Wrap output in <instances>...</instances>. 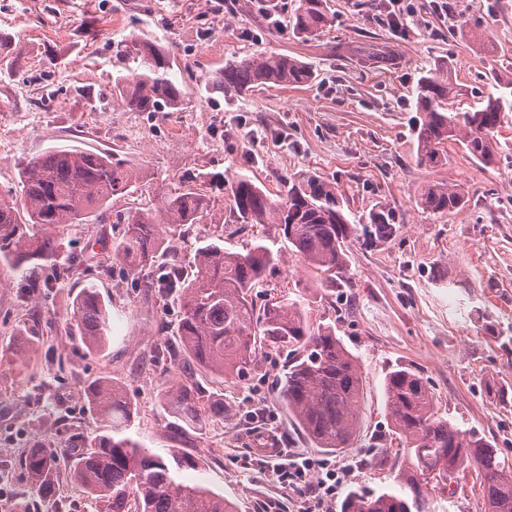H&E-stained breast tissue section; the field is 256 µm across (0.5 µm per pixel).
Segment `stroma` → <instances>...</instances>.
<instances>
[{
  "instance_id": "35a3bbf8",
  "label": "stroma",
  "mask_w": 512,
  "mask_h": 512,
  "mask_svg": "<svg viewBox=\"0 0 512 512\" xmlns=\"http://www.w3.org/2000/svg\"><path fill=\"white\" fill-rule=\"evenodd\" d=\"M410 0L400 28L386 25L393 0H330L336 20L311 40L292 35L296 0H0V190L16 187L25 158L61 146L110 152L135 169L138 192L113 198L102 224H77L62 236L61 259L78 263L66 278L40 271L46 288L30 296L20 275L0 274V512H13L27 485L17 462L29 433L64 443L92 438L100 423L84 388L102 376L122 385L133 403L129 434L164 455L179 449L195 461L182 478L233 502L235 512H304V489L280 483L256 452L255 434L269 431L279 448L310 458L319 470L342 468L347 490L391 485L382 449L399 445L386 416L385 374L406 366L430 385L437 411L493 442L512 461V126H503L495 164L473 162L457 144L436 169L417 160L413 126L419 78L451 65L477 107L494 92L492 73L512 75V0ZM488 29L485 47L466 27ZM169 50L184 87L178 112H130L113 97L115 49L129 36ZM378 45L389 55H361ZM273 51L315 70L300 86L242 94L213 89L209 74L225 59ZM240 170L269 191L281 175L316 173L350 199L349 220L371 208H393L399 220L387 243H350L351 287L327 288L286 240L257 303L307 299L311 322L335 323L365 377L360 429L351 448H316L278 397L288 351L263 345L248 379L225 381L199 372L200 385L220 393L230 419L202 430L179 429L160 401L180 377L157 362L178 310L144 295L112 260L121 217L178 192L190 173ZM464 187L468 203L445 215L416 204L421 186ZM95 286L110 314L108 341L88 350L65 330L81 288ZM496 383L499 395L486 392ZM437 512H484L480 480L465 470Z\"/></svg>"
}]
</instances>
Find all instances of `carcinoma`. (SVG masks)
I'll return each mask as SVG.
<instances>
[{
    "label": "carcinoma",
    "instance_id": "cac0c4a2",
    "mask_svg": "<svg viewBox=\"0 0 512 512\" xmlns=\"http://www.w3.org/2000/svg\"><path fill=\"white\" fill-rule=\"evenodd\" d=\"M329 0H297L290 31L300 39L331 25ZM116 57L130 60L112 81V93L130 112H178L185 92L170 77L169 51L130 37ZM314 78L308 64L278 53H259L224 61L211 76L212 85L241 94L264 85H300ZM508 92L490 93L477 111H457L448 99L461 95L452 70L439 66L420 77L415 105L422 113L416 126L419 163L437 168L448 160L445 145L459 143L477 163L488 166L499 154L498 133L512 112V80ZM182 190L123 219L124 230L112 245V258L142 279L145 292L172 296L179 307L177 345L161 349V358L177 364L180 382L162 395L170 415L190 428H203L224 416V403L194 380L202 367L236 379L251 370L257 341L293 347V358L279 379V395L294 421L318 448L340 453L358 435V404L364 378L358 358L336 336V326L313 325L302 301L257 306L254 288L264 282L279 254L255 238L238 252L221 244V236L203 242L185 272L172 241L187 224L213 219L216 199L208 194L212 176L190 174ZM137 184L135 170L106 153L69 147L30 157L19 175V189L0 191V268L28 273L26 287H39L35 272L57 264L60 232L74 224H96L110 200L125 196ZM221 186L238 224H270L304 263L321 275L327 287L350 284L347 248L355 240L365 248L388 242L396 229L395 211L371 210L365 221L350 222L347 198L338 183L309 172L279 178L278 193L256 178L235 171ZM419 207L434 215L461 210L467 204L460 185L427 184L418 193ZM68 332L89 349L108 340L109 313L96 288H84L73 299ZM385 409L403 447L395 485L364 493L350 491L341 512H435L437 491L448 488L459 471L472 466L482 478L485 512H512V464L499 457L488 440L462 429L435 411V396L416 371L399 366L384 383ZM88 408L99 419L98 433L80 451L36 440L18 462L30 492L50 500L56 470L64 465L98 506L96 512H233L224 497L180 481L193 464L172 450L163 458L127 434L131 403L125 389L109 378L91 384Z\"/></svg>",
    "mask_w": 512,
    "mask_h": 512
}]
</instances>
